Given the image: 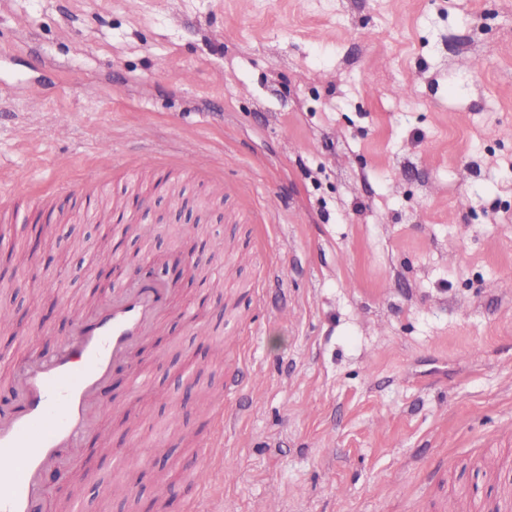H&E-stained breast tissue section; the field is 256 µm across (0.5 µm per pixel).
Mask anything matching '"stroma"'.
I'll list each match as a JSON object with an SVG mask.
<instances>
[{
    "label": "stroma",
    "mask_w": 512,
    "mask_h": 512,
    "mask_svg": "<svg viewBox=\"0 0 512 512\" xmlns=\"http://www.w3.org/2000/svg\"><path fill=\"white\" fill-rule=\"evenodd\" d=\"M130 167L207 264L54 512H512V0H0V399L112 297L65 184Z\"/></svg>",
    "instance_id": "obj_1"
}]
</instances>
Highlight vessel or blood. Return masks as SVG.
I'll use <instances>...</instances> for the list:
<instances>
[{
  "mask_svg": "<svg viewBox=\"0 0 512 512\" xmlns=\"http://www.w3.org/2000/svg\"><path fill=\"white\" fill-rule=\"evenodd\" d=\"M173 306L174 289L163 282H124L53 354L22 367L15 406L0 409V512H50L44 473L71 464L68 449L96 434L98 396L114 372L143 387L135 357Z\"/></svg>",
  "mask_w": 512,
  "mask_h": 512,
  "instance_id": "vessel-or-blood-1",
  "label": "vessel or blood"
}]
</instances>
